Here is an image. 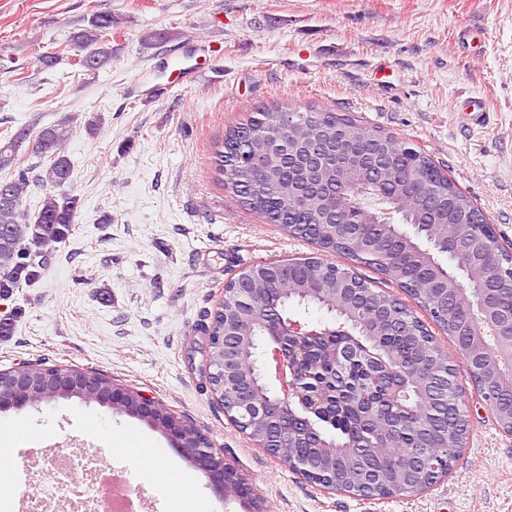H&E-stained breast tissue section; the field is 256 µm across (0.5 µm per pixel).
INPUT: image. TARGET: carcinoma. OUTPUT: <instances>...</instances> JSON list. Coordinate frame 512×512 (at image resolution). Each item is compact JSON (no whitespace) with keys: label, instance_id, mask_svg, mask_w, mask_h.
Masks as SVG:
<instances>
[{"label":"carcinoma","instance_id":"cac0c4a2","mask_svg":"<svg viewBox=\"0 0 512 512\" xmlns=\"http://www.w3.org/2000/svg\"><path fill=\"white\" fill-rule=\"evenodd\" d=\"M112 26V14H95L73 36L83 51L76 65L89 61L96 71L112 60ZM72 122L63 117L34 135L21 129L0 142V170L18 169L17 177L7 181L11 201L0 202V301L39 279L43 266L34 273L28 270L26 254L45 263L56 245L73 234L80 199L56 192L72 174L64 151ZM28 139L39 162L24 168L18 150ZM216 164L220 175L233 173L234 181L225 186L268 223L373 267L406 289L448 333L470 374L480 375L482 384L512 382V338L485 327L481 335H472L481 319L494 318L493 311L512 309V290L502 289L491 308L459 302L450 310L441 292L450 274L465 279L477 270L483 282L509 280L512 254L495 237L463 223L467 214L479 210L448 177L431 179L439 168L429 156L353 116L281 104L258 108L226 129ZM31 184L44 191L33 214L22 208ZM448 235L457 241V251L447 253L453 270L438 260L444 251L437 242ZM334 283V267L306 258L279 263L265 276L245 281L228 293L225 310L214 313L207 329L209 367L214 375L222 368L220 334L226 311L250 324L257 346L260 337L273 335L279 319L294 318L290 309L326 310L336 336L325 341L339 343L352 336L361 353L334 366L324 346L303 350L299 373L308 392L303 412L317 429L321 447L294 440L291 454L298 463L335 458L336 469L328 475L346 489L369 482L387 496L408 493L452 463L459 440L466 438L454 368L424 324L402 304L363 279L334 298L321 292ZM57 371L56 366L32 364L25 376L39 380L38 389L19 388L6 375L0 379V395L50 401L56 397ZM85 375L84 401L97 403L112 380L92 371ZM484 392L499 424L508 427L512 394ZM240 420L247 432L262 435L271 445L279 443L277 426L257 430L250 419ZM358 445L368 447L369 454L356 456Z\"/></svg>","mask_w":512,"mask_h":512}]
</instances>
